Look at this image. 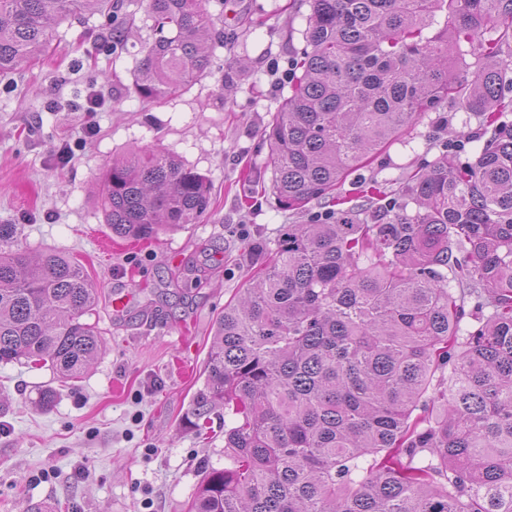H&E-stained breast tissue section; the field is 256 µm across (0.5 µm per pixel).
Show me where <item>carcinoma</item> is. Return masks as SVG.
Segmentation results:
<instances>
[{
    "instance_id": "carcinoma-1",
    "label": "carcinoma",
    "mask_w": 512,
    "mask_h": 512,
    "mask_svg": "<svg viewBox=\"0 0 512 512\" xmlns=\"http://www.w3.org/2000/svg\"><path fill=\"white\" fill-rule=\"evenodd\" d=\"M120 9L0 0V72L38 59L77 13L104 18L114 47ZM146 13L155 39L134 93L158 103L207 73L214 18L208 0H147ZM304 39L265 131L282 208L340 202L342 181L449 99L491 135L436 157L363 217L290 224L272 255L256 245L257 283L216 321L183 416L195 430L216 408L236 418L230 465L202 464L190 512H512V0H310ZM464 42L478 43L472 72L451 63ZM98 196L112 235L148 241L198 223L210 184L138 151L112 162ZM18 234L0 224V364L78 379L104 347L81 321L96 291L65 256L32 259Z\"/></svg>"
}]
</instances>
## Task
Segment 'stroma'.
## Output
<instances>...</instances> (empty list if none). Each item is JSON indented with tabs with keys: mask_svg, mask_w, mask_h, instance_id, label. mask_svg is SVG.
<instances>
[{
	"mask_svg": "<svg viewBox=\"0 0 512 512\" xmlns=\"http://www.w3.org/2000/svg\"><path fill=\"white\" fill-rule=\"evenodd\" d=\"M121 4L134 25L113 53L100 47L98 16L83 14L56 26L40 59L0 75V224L19 225L30 255L57 252L82 266L99 295L86 321L106 343L67 384L47 366L0 365V512H188L202 464L223 466L224 428L234 423L220 409L204 435L182 423L204 381L213 326L255 282L250 245L274 249L284 227L318 209L277 204L264 139L305 45L307 0H209L224 45L206 75L154 104L132 91L152 39L146 0ZM91 87L107 102L92 119L73 107ZM482 133L481 116L443 103L337 193L358 206L369 185L395 194L424 162L462 152ZM65 143L75 147L68 162L58 157ZM136 148L169 153L208 178L212 205L200 222L150 242L113 236L98 184ZM119 294L128 303L116 319ZM48 387L57 400L44 409Z\"/></svg>",
	"mask_w": 512,
	"mask_h": 512,
	"instance_id": "obj_1",
	"label": "stroma"
}]
</instances>
